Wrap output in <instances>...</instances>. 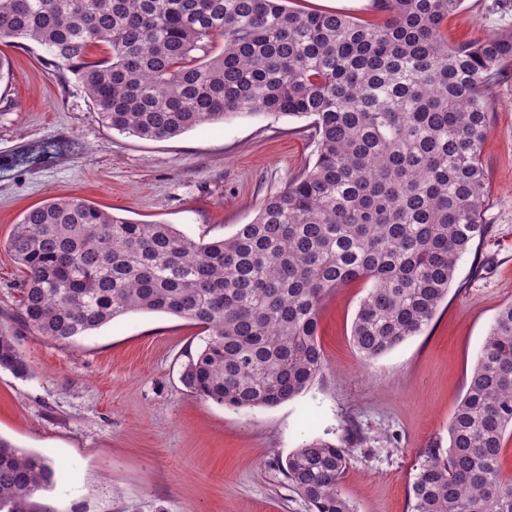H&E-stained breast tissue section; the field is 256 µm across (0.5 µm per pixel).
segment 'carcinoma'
Segmentation results:
<instances>
[{"mask_svg":"<svg viewBox=\"0 0 512 512\" xmlns=\"http://www.w3.org/2000/svg\"><path fill=\"white\" fill-rule=\"evenodd\" d=\"M288 0H0V44L39 46L66 66L112 130L166 140L230 115L306 119L311 168L228 238L117 216L78 197L28 209L6 242L26 279L18 319L54 342L133 312L208 333L181 381L231 409L273 408L322 375L320 313L367 289L351 336L367 363L430 324L460 258L488 231L485 95L512 59V32L453 45L464 0H376L379 23ZM102 45L106 55L87 60ZM0 369L29 366L0 330ZM512 435V303L496 314L448 441L419 452L410 512H512L500 459ZM315 440L281 465L309 512H354L348 448ZM42 452L0 437V512H36L53 486Z\"/></svg>","mask_w":512,"mask_h":512,"instance_id":"1","label":"carcinoma"}]
</instances>
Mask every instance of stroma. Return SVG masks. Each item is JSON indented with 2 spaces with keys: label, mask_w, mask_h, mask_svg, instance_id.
Wrapping results in <instances>:
<instances>
[{
  "label": "stroma",
  "mask_w": 512,
  "mask_h": 512,
  "mask_svg": "<svg viewBox=\"0 0 512 512\" xmlns=\"http://www.w3.org/2000/svg\"><path fill=\"white\" fill-rule=\"evenodd\" d=\"M450 41L512 30V0H464ZM0 82V327L30 366L0 370V436L47 454L57 470L39 512H309L278 460L304 443H341L357 426L341 491L355 512H408L417 453L446 436L496 312L512 303V61L488 95V233L458 263L447 298L423 333L362 365L351 326L363 283L326 302L318 341L327 367L275 408L234 410L181 382L200 328L135 312L58 343L19 325L25 278L6 241L24 211L78 196L146 224L221 239L263 200L312 166L306 120L242 114L162 141L108 128L68 68L36 50L9 49Z\"/></svg>",
  "instance_id": "obj_1"
}]
</instances>
